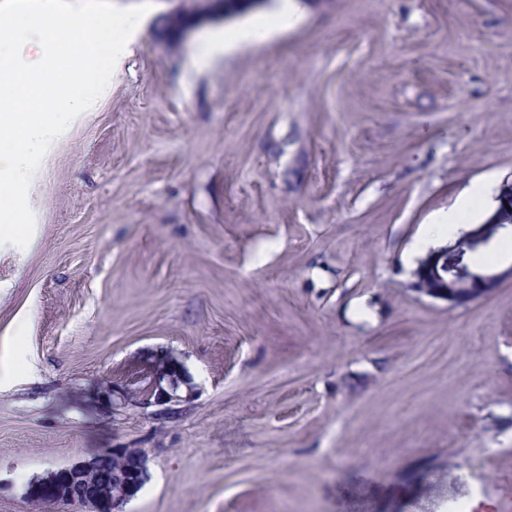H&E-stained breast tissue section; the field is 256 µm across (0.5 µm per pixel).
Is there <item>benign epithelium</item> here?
<instances>
[{"label":"benign epithelium","mask_w":512,"mask_h":512,"mask_svg":"<svg viewBox=\"0 0 512 512\" xmlns=\"http://www.w3.org/2000/svg\"><path fill=\"white\" fill-rule=\"evenodd\" d=\"M256 2L210 0L207 10L226 16L242 5ZM497 201L496 208L482 223L463 232L469 250L486 248L512 231V214L503 208L506 201L512 205V184L502 188ZM461 255L459 246L452 242L430 250L412 272L414 289L457 306L487 297L504 280H512V266L500 272L476 270ZM182 383L181 373L171 358L153 356L130 367L121 383L106 386L105 393L112 403L133 401L144 408L153 407L154 414L165 417L183 401L179 394ZM147 471V458L140 449L107 448L33 479L26 486L24 498L42 508L68 503L88 512H121L122 504L137 494Z\"/></svg>","instance_id":"7a95c632"}]
</instances>
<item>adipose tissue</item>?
I'll return each mask as SVG.
<instances>
[{
  "label": "adipose tissue",
  "instance_id": "ef3b65f1",
  "mask_svg": "<svg viewBox=\"0 0 512 512\" xmlns=\"http://www.w3.org/2000/svg\"><path fill=\"white\" fill-rule=\"evenodd\" d=\"M278 24L270 28L262 23H248L234 30L232 36L209 34L203 37L194 51L193 63L198 67H206L230 53L237 46L260 45L268 41L274 31H286L292 28L299 19V7L296 0H280L277 11Z\"/></svg>",
  "mask_w": 512,
  "mask_h": 512
}]
</instances>
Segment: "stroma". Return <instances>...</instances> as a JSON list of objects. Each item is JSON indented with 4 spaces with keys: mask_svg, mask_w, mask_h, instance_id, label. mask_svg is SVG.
I'll list each match as a JSON object with an SVG mask.
<instances>
[{
    "mask_svg": "<svg viewBox=\"0 0 512 512\" xmlns=\"http://www.w3.org/2000/svg\"><path fill=\"white\" fill-rule=\"evenodd\" d=\"M290 32L194 66L154 0L110 93L43 158L30 243L0 245V512L102 448L122 512H496L512 487V281L417 292L418 241L512 181V0H299ZM167 354L162 418L98 387ZM484 191L485 188L482 184H475L466 195L462 196L457 201L456 205L452 209L442 214L436 223L441 232L448 231V236L455 233L463 213L470 208L475 197L484 195Z\"/></svg>",
    "mask_w": 512,
    "mask_h": 512,
    "instance_id": "35a3bbf8",
    "label": "stroma"
}]
</instances>
